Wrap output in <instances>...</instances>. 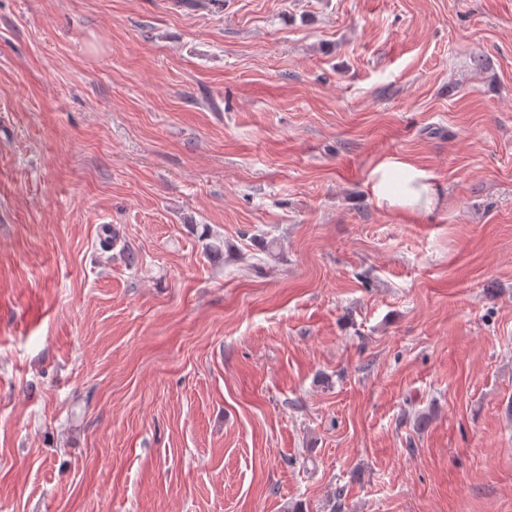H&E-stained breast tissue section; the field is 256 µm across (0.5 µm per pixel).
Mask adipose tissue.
Wrapping results in <instances>:
<instances>
[{
	"label": "adipose tissue",
	"instance_id": "obj_1",
	"mask_svg": "<svg viewBox=\"0 0 512 512\" xmlns=\"http://www.w3.org/2000/svg\"><path fill=\"white\" fill-rule=\"evenodd\" d=\"M402 171L404 182L399 191H392L390 179L395 171ZM371 192L378 205L430 214L433 210L435 187L430 174L412 164L382 160L371 173Z\"/></svg>",
	"mask_w": 512,
	"mask_h": 512
}]
</instances>
